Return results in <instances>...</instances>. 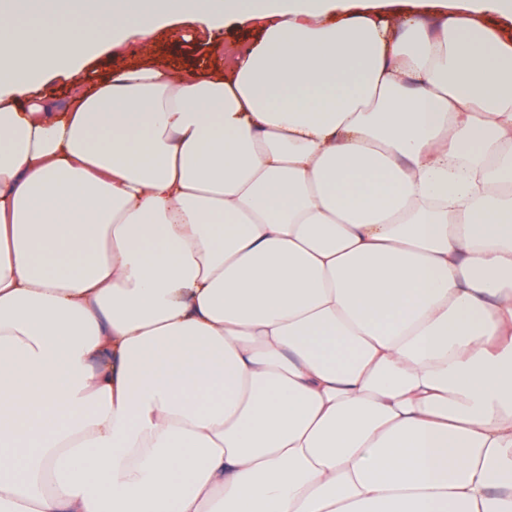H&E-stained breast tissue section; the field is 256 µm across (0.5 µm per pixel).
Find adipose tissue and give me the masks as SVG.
Returning <instances> with one entry per match:
<instances>
[{"label": "adipose tissue", "instance_id": "ef3b65f1", "mask_svg": "<svg viewBox=\"0 0 512 512\" xmlns=\"http://www.w3.org/2000/svg\"><path fill=\"white\" fill-rule=\"evenodd\" d=\"M30 14L0 6V512H512V0ZM233 17L222 70L85 82ZM252 25L245 20H234L221 29L210 30L201 25L188 27L175 21L157 33L152 45L143 49L134 40L114 45L112 50L90 60L85 71L91 80L108 68L122 67L142 59H152L171 69L186 65H195L204 71L216 67L224 69V59L229 51L252 42L249 37Z\"/></svg>", "mask_w": 512, "mask_h": 512}]
</instances>
